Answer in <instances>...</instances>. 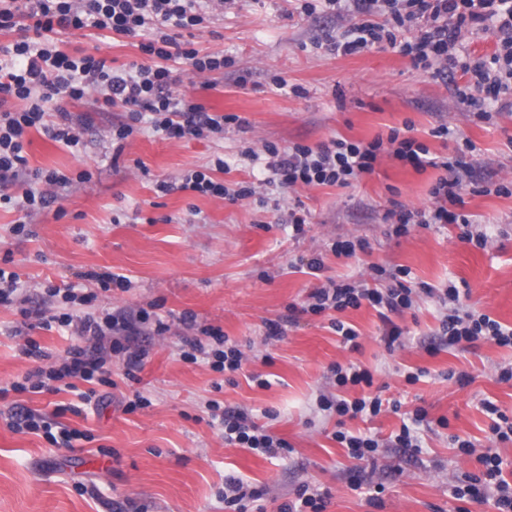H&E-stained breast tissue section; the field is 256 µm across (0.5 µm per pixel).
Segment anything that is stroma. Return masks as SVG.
Listing matches in <instances>:
<instances>
[{
    "instance_id": "1",
    "label": "stroma",
    "mask_w": 512,
    "mask_h": 512,
    "mask_svg": "<svg viewBox=\"0 0 512 512\" xmlns=\"http://www.w3.org/2000/svg\"><path fill=\"white\" fill-rule=\"evenodd\" d=\"M349 25L342 14H296L292 0H229L215 24L185 30L195 48L233 60L215 87L196 93L209 113L243 119L224 134L169 138L144 122L117 143L109 131L127 115L101 109L93 93L58 103L86 128L79 150L29 132V168L71 178L87 170L92 177L70 188L63 213L43 210L21 230L19 212L0 207V262L18 274L23 289L16 304L0 305V387L10 390L0 400V512H229L223 495L231 477L249 493L243 512H280L305 489L325 493L323 512H498L490 499L455 498L454 488L465 475L482 474L477 456L485 451L499 454L512 482V442L492 438L483 411L490 400L512 418V381L498 378L499 368L512 365V348L483 340L442 346L440 313L428 298L415 313L394 315L407 331L404 348L394 352L386 349L384 326L369 304L319 315L301 307L327 278L357 280L379 264L407 268L414 281L439 288L455 284L472 312L512 326V195L493 192L512 180V112L487 120L471 115L456 93L467 76L430 77L389 47L328 52L326 39ZM55 39L66 54L95 50L116 67L144 59L138 39L92 27ZM276 73L287 87L272 84ZM408 122L433 154L448 156L456 147L432 137L441 125L462 130L475 145L478 165L462 207L470 226H417L395 235L386 218L393 202L428 206L440 172L414 169L386 152L371 175L348 188L299 185L286 194L259 186L236 203L178 188L203 168L229 187L257 183L263 164L243 153L268 142L281 148L336 137L369 142ZM219 158L225 170L214 169ZM163 182L175 184V191L160 192ZM292 198L309 213L298 236L286 223ZM468 231L486 233V246L465 240ZM345 240L366 247L349 258L336 256L334 243ZM316 255L324 268L313 275L306 262ZM101 270L127 276L126 288L98 293L87 274ZM65 284L97 292L94 311L145 310L162 316L170 329L159 336L152 324L132 322L122 336L148 354L138 381L124 379L120 362L112 361L113 385L104 400L83 415L59 417L57 405L76 402L73 392L15 391L11 385L35 366L21 353L28 341L54 358L74 343L71 329L48 330L38 320L41 313L60 312L61 298L49 291ZM25 308L32 318H23ZM187 313L243 345L248 360L234 382L205 362L183 360ZM334 318L356 327L357 349L340 343L330 328ZM271 321L283 325L282 340L268 339ZM350 361L371 371L384 397L400 401L403 412L427 411L433 427L423 431L420 449L384 445L360 460L334 440L336 420L316 399L330 366ZM417 368L425 376L407 382ZM451 371L468 375L469 383L448 379ZM259 375L268 386L257 385ZM137 391L148 405L123 412ZM214 401L251 411L289 451L270 457L225 443L223 425L211 417ZM269 410L276 414L271 422ZM28 411L83 436L65 449L44 433L13 431L12 415ZM460 439L473 443L474 454L461 452ZM374 496L380 505L371 504Z\"/></svg>"
}]
</instances>
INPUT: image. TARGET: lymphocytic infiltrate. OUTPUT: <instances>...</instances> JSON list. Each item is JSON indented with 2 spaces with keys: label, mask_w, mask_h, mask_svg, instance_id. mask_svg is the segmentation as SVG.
I'll list each match as a JSON object with an SVG mask.
<instances>
[{
  "label": "lymphocytic infiltrate",
  "mask_w": 512,
  "mask_h": 512,
  "mask_svg": "<svg viewBox=\"0 0 512 512\" xmlns=\"http://www.w3.org/2000/svg\"><path fill=\"white\" fill-rule=\"evenodd\" d=\"M225 0H35L30 11L34 20V37L23 36L0 51V183L22 185L21 193L0 195V200L31 217L35 212L60 203L61 191L73 182H86L89 172L70 178L54 170H28L24 143L30 129L43 130L56 142L68 147L80 143V133L72 121H52L51 104L60 98L81 100L89 92H97L104 106L127 112L129 122L114 126L111 136L123 140L132 135L136 125L149 120L154 131L170 137H197L203 132L223 131L232 123L229 115H212L194 96L175 91L176 79L172 63L186 66L191 77L201 79L203 88L213 85L214 74L223 72L227 57L181 46L175 32L179 29L209 27L224 13ZM296 11L312 17L323 13H350L353 24L346 35L330 38L328 51L339 55L358 54L383 45L399 49L408 56L414 68L447 78L456 72L471 76L473 87L485 99L496 103L498 110L512 112V101L504 93L512 91V0H296ZM93 27L118 35L140 37L139 48L147 55L144 63L133 62L124 68L112 67L104 57L86 54L72 57L60 51L54 36L69 29ZM473 30L493 31L497 49L489 57L470 63L461 60L458 50L465 33ZM21 101L20 110H4L8 99ZM455 156L432 155L429 148L412 137L392 130L388 139L368 143L334 138L310 147L296 144L287 148L264 145L262 151L247 150L251 160H265L269 171L268 185L291 188L306 186L347 187L363 175L372 173L382 151L414 169H444L431 189L434 200L427 209L398 206L396 235L408 234L413 226L430 224H468L466 215L457 211L463 203L465 180L474 169V147L470 140L457 138ZM376 275H386L393 284L387 289L370 287L367 281L344 283L328 280L310 293L303 310L319 314L328 309L342 311L369 301L379 315L411 309L414 294L438 299L447 312L441 324L445 345L479 340L512 347V327L507 328L489 315H473L460 305L456 286L445 289L406 285L409 272L375 267ZM64 300L78 301L74 312L51 315V322L73 327L79 343L69 346L60 363L40 367L46 353L34 341L28 342L24 356L37 361L35 370L26 375L33 391L55 392L58 382L78 379L83 382L110 384L106 369L107 354L122 355L124 374L135 379L143 366L145 351L132 348L111 336L119 323V315L97 316L86 309L92 295L77 294L66 289ZM184 360L211 361L215 370L236 373L246 359L239 344L227 338L221 329L209 327L201 335L183 339ZM330 377L337 391L319 395L320 410L336 415L338 426L334 437L358 458L376 452L377 439L345 431L346 419L377 416L383 401L371 390L373 375L356 365H333ZM361 387L360 397L349 399L341 388ZM224 439L252 449H263L274 455L286 448L285 440L266 434L249 413L238 411L224 418ZM484 477L467 486L466 494L482 499L487 491L497 493L500 512H512V483L502 475L499 456L481 454Z\"/></svg>",
  "instance_id": "obj_1"
}]
</instances>
